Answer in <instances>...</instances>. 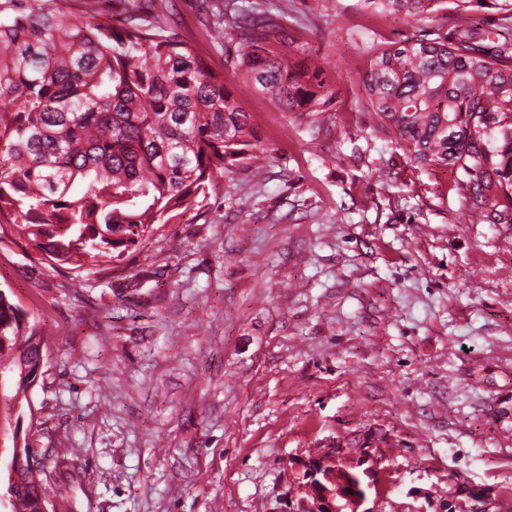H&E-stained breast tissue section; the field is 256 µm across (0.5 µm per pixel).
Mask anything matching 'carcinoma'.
Instances as JSON below:
<instances>
[{
	"label": "carcinoma",
	"instance_id": "obj_1",
	"mask_svg": "<svg viewBox=\"0 0 512 512\" xmlns=\"http://www.w3.org/2000/svg\"><path fill=\"white\" fill-rule=\"evenodd\" d=\"M156 0H126L119 26L66 13L57 0H0V224L21 229L50 261L81 274L142 250L207 196L254 137L251 116L223 73L173 29L148 20ZM416 18L445 0H362ZM452 33L373 54L362 78L369 110L420 166L462 164L479 190L512 188V42L493 41L469 12L512 13V0H453ZM236 65L245 82L287 112L319 105L321 91L288 56L279 22L241 17ZM0 288V369L11 376L4 412L29 419L43 336ZM50 476H5L9 512H44Z\"/></svg>",
	"mask_w": 512,
	"mask_h": 512
}]
</instances>
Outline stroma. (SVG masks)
Returning <instances> with one entry per match:
<instances>
[{
    "mask_svg": "<svg viewBox=\"0 0 512 512\" xmlns=\"http://www.w3.org/2000/svg\"><path fill=\"white\" fill-rule=\"evenodd\" d=\"M201 0L153 19L223 67L249 112L243 159L125 268L76 280L0 226V287L45 334L33 392L66 480L55 512H293L296 470L367 469V512H512V195L420 167L367 112L376 49L449 33L456 12L362 0H219L286 13L317 111L246 88L240 30ZM367 8L386 15L402 14L405 17L413 18L437 12L445 0H362Z\"/></svg>",
    "mask_w": 512,
    "mask_h": 512,
    "instance_id": "35a3bbf8",
    "label": "stroma"
}]
</instances>
